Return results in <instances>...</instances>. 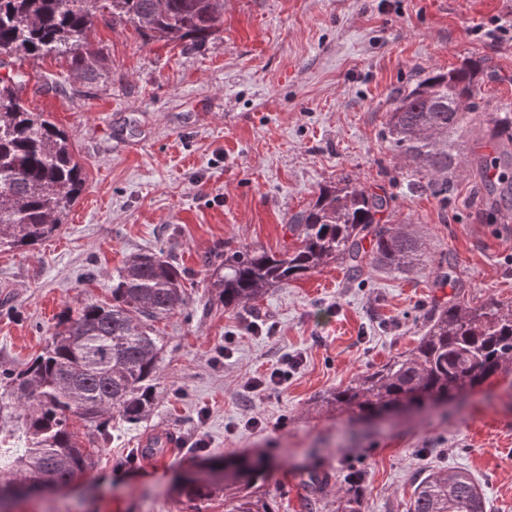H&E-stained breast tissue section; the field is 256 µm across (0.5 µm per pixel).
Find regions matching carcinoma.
Listing matches in <instances>:
<instances>
[{
    "mask_svg": "<svg viewBox=\"0 0 512 512\" xmlns=\"http://www.w3.org/2000/svg\"><path fill=\"white\" fill-rule=\"evenodd\" d=\"M0 0V50L18 60L65 56L73 73L91 82L102 67L90 36L102 22L129 23L146 40L172 44L203 41L219 30L223 0ZM0 75V250L34 247L49 238L84 186L82 166L66 133L44 112L23 99L28 84L22 67ZM483 73L480 60L418 80L387 115L395 150L427 178L424 188L447 197L448 176L463 162L458 137L476 110L473 89ZM481 133L494 155H476L470 164L498 171L488 193L512 200V111L493 112ZM386 195L371 192L348 177L320 191L314 204L290 218L293 244L280 253L244 249L204 259L210 290L226 308L262 298L332 262L345 264L357 278L364 265L393 273L410 270L418 241L400 227L382 224ZM371 248L365 249L364 241ZM184 271L162 252L132 255L112 276V303L84 302L59 323L44 351L20 370L0 373L4 399L24 410L21 440L0 416V491L24 479L45 477L67 483L94 465L73 429L105 436L103 427L118 412L141 420L154 404L163 340L155 323L186 304ZM512 369V306L488 298L476 307L452 300L428 317L425 332L409 353H401L348 385L327 403L358 418L425 401L446 402L475 391ZM266 466L241 468L237 481L187 482L179 494L188 500L224 497V512H273L263 486ZM336 512H363L364 490L347 475ZM407 512H486L482 490L466 471L432 468L415 490Z\"/></svg>",
    "mask_w": 512,
    "mask_h": 512,
    "instance_id": "carcinoma-1",
    "label": "carcinoma"
}]
</instances>
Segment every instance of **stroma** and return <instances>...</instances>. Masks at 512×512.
I'll return each mask as SVG.
<instances>
[{
    "label": "stroma",
    "instance_id": "stroma-1",
    "mask_svg": "<svg viewBox=\"0 0 512 512\" xmlns=\"http://www.w3.org/2000/svg\"><path fill=\"white\" fill-rule=\"evenodd\" d=\"M510 23L512 0H224L218 32L185 47L98 24L104 67L91 85L64 57L26 59L24 98L66 132L85 183L52 237L0 251V370L38 354L65 311L110 302L112 275L134 253L169 255L187 301L156 324L164 346L149 416L113 417L70 493L6 512H224L220 497L180 498L175 481L205 458L242 456L268 464L274 512H334L351 469L365 512H407L434 467L467 471L487 512H512V372L464 406L385 422L354 424L324 402L412 350L448 299L512 304V208L489 210L469 165L447 198L434 196L386 126L424 73L475 57L485 67L472 125L512 109V32L486 36ZM345 176L389 196L384 223L421 245L413 269L370 265L354 279L336 262L243 309L212 297L206 256L285 249L290 217ZM286 353L296 363L283 385L247 389ZM306 469L327 475L319 495L303 485Z\"/></svg>",
    "mask_w": 512,
    "mask_h": 512
}]
</instances>
